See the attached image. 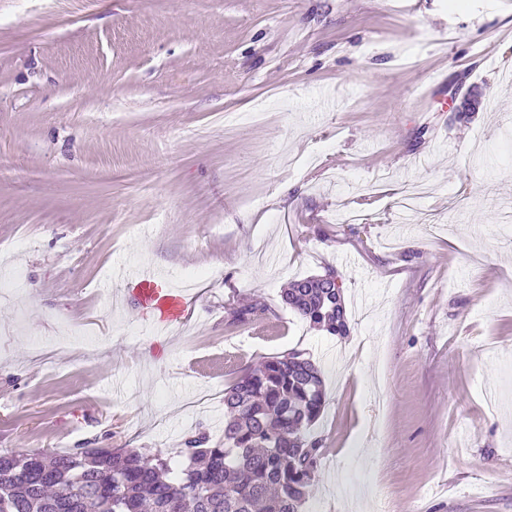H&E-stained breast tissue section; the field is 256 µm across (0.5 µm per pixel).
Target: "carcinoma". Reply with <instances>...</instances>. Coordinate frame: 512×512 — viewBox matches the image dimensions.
<instances>
[{
	"label": "carcinoma",
	"instance_id": "cac0c4a2",
	"mask_svg": "<svg viewBox=\"0 0 512 512\" xmlns=\"http://www.w3.org/2000/svg\"><path fill=\"white\" fill-rule=\"evenodd\" d=\"M281 299L317 331L349 332L331 280H295ZM266 311L257 301L230 324ZM325 404L321 370L292 350L224 389V437L188 436L183 462L134 448L0 454V512H302L322 457L309 430Z\"/></svg>",
	"mask_w": 512,
	"mask_h": 512
}]
</instances>
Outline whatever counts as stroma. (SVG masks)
Instances as JSON below:
<instances>
[{
	"label": "stroma",
	"instance_id": "stroma-1",
	"mask_svg": "<svg viewBox=\"0 0 512 512\" xmlns=\"http://www.w3.org/2000/svg\"><path fill=\"white\" fill-rule=\"evenodd\" d=\"M330 269L342 338L281 301ZM14 270L1 453L177 458L296 349L308 512H512V0H0Z\"/></svg>",
	"mask_w": 512,
	"mask_h": 512
}]
</instances>
